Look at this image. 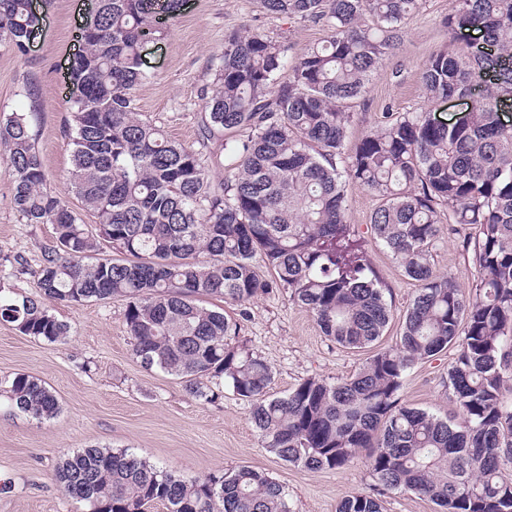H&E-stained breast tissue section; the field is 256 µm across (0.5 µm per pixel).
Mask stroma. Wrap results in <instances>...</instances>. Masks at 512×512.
I'll list each match as a JSON object with an SVG mask.
<instances>
[{"instance_id":"35a3bbf8","label":"stroma","mask_w":512,"mask_h":512,"mask_svg":"<svg viewBox=\"0 0 512 512\" xmlns=\"http://www.w3.org/2000/svg\"><path fill=\"white\" fill-rule=\"evenodd\" d=\"M452 0H426L423 13L404 25L395 49L358 101L349 144L375 129L386 109L410 112L423 104L420 70L441 50L475 42L478 32L461 38L443 24ZM43 26L27 54L0 46V113L29 109L26 85H33L39 107L36 147L48 188L61 197L81 223H95L71 191L68 171L72 145L67 133L69 103L65 72L79 49L76 34L91 0H42ZM164 40L148 45V75L134 90L136 118L160 126L175 142L193 145L203 107L200 92L209 84L224 48V36L251 29L283 36L294 53L323 44V24L267 12L256 0H185L165 17ZM12 183L0 167V293L22 298L36 293L35 272L45 248L54 242L49 224H28L11 204ZM366 249L389 288L393 317L379 345L394 346L415 287L375 240ZM25 268H18L16 258ZM70 327L64 343H48L0 323V381L24 373L55 393L60 411L38 421L13 410L0 397V512H87L68 497L52 474L73 451L91 445L127 448L151 464L185 478L247 465L266 472L285 487L292 512H337L345 495L370 492L375 483L364 458L335 470H303L262 445L246 402L232 388L210 403L190 396L182 380L159 369H145L132 353L131 338L118 300L51 305ZM240 338L272 366V396L288 394L305 379H340L366 359L363 351L337 346L323 336L312 316L288 293L274 292L251 302ZM448 355L417 363L407 374L401 398L407 405L445 415L454 404L445 382Z\"/></svg>"}]
</instances>
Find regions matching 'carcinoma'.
<instances>
[{"label":"carcinoma","instance_id":"obj_1","mask_svg":"<svg viewBox=\"0 0 512 512\" xmlns=\"http://www.w3.org/2000/svg\"><path fill=\"white\" fill-rule=\"evenodd\" d=\"M424 2L258 0L330 35L299 55L282 37L225 35L195 149L134 117L142 48L165 35L156 17L175 14L181 0H95L65 81L79 91L69 98V184L98 222H78L47 189L27 113L0 114L13 208L55 234L36 271L38 292L0 296V323L62 343L69 326L48 304L117 299L145 368L179 377L189 395L210 402L229 385L280 460L333 470L367 451L378 492L347 495L337 512H383L382 491H411L437 512H512V125L499 115L512 101V0H452L448 32L478 29L483 45L431 54L420 74L424 104L383 113L346 147L354 104ZM31 4L0 0V45L25 53L40 26ZM485 75L491 87L474 94ZM451 95L473 98L471 112L439 125L426 104ZM213 145L227 178L212 173ZM352 185L375 198L370 233L415 286L399 344L349 377L308 378L273 398L271 366L239 340L237 320L203 300L232 302L244 317L247 304L284 291L337 345H375L392 303L348 222ZM447 236L470 256L469 290L436 270ZM103 243L116 255L97 256ZM450 349L458 415L402 403L408 370ZM0 396L37 420L60 411L56 395L26 374ZM53 480L89 512H148L155 503L168 512H291L284 487L263 471L184 479L127 448H82Z\"/></svg>","mask_w":512,"mask_h":512}]
</instances>
